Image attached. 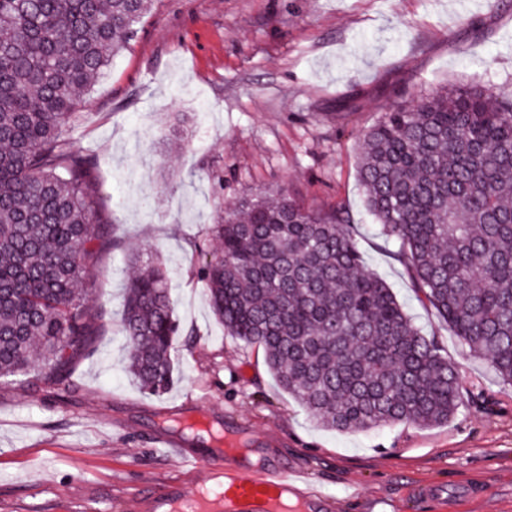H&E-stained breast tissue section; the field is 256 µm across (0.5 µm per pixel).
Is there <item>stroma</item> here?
I'll use <instances>...</instances> for the list:
<instances>
[{"label": "stroma", "mask_w": 512, "mask_h": 512, "mask_svg": "<svg viewBox=\"0 0 512 512\" xmlns=\"http://www.w3.org/2000/svg\"><path fill=\"white\" fill-rule=\"evenodd\" d=\"M470 84L512 99V0H153L73 132L97 159L98 214L118 242L88 280L105 327L76 364L67 404L0 382V512H88L108 499L151 512L133 487L191 485L205 471L155 453L158 417L202 412L244 430L265 458L303 465L335 512H512V388L418 296L358 176L360 138L386 112ZM176 113L192 138L169 155ZM281 188L308 209L344 212L366 270L458 365L466 398L448 423L321 429L263 352L216 321L198 279L216 249L207 232L238 200ZM144 249L168 270L180 326L175 383L161 395L123 371L128 256ZM428 485L443 486V499L416 495Z\"/></svg>", "instance_id": "obj_1"}]
</instances>
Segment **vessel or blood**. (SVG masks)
I'll use <instances>...</instances> for the list:
<instances>
[{"label":"vessel or blood","instance_id":"vessel-or-blood-1","mask_svg":"<svg viewBox=\"0 0 512 512\" xmlns=\"http://www.w3.org/2000/svg\"><path fill=\"white\" fill-rule=\"evenodd\" d=\"M305 471L290 470L275 462H264L260 471L238 463L231 452H214L202 478L211 495L198 496L193 488L161 483L149 488L150 503L180 505L182 512H332L334 499L327 494L312 495L302 489Z\"/></svg>","mask_w":512,"mask_h":512}]
</instances>
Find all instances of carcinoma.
<instances>
[{"mask_svg": "<svg viewBox=\"0 0 512 512\" xmlns=\"http://www.w3.org/2000/svg\"><path fill=\"white\" fill-rule=\"evenodd\" d=\"M151 3L0 0V381L54 404L103 327L86 283L110 245L96 159L67 131ZM188 143L177 115L167 146ZM358 174L415 291L512 387V100L462 86L401 102L364 133ZM347 222L283 189L241 200L199 272L210 307L324 429L445 424L463 402L457 366L364 269ZM129 262L124 372L160 394L176 371L167 274L150 251Z\"/></svg>", "mask_w": 512, "mask_h": 512, "instance_id": "cac0c4a2", "label": "carcinoma"}]
</instances>
